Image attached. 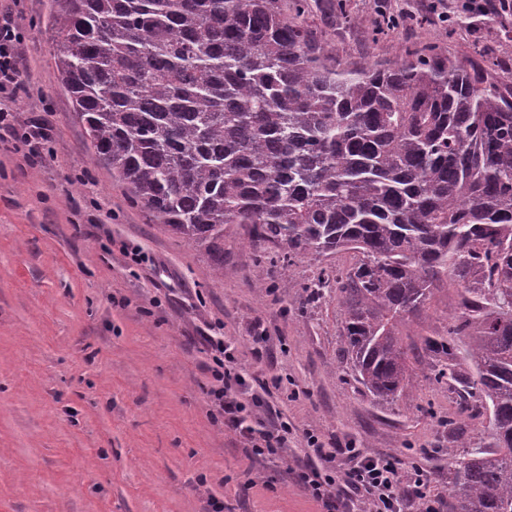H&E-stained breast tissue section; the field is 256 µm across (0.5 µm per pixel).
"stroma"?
<instances>
[{
  "label": "stroma",
  "mask_w": 512,
  "mask_h": 512,
  "mask_svg": "<svg viewBox=\"0 0 512 512\" xmlns=\"http://www.w3.org/2000/svg\"><path fill=\"white\" fill-rule=\"evenodd\" d=\"M345 18L307 20L337 63L395 61L411 51L478 58L512 82V22L416 25L424 0H342ZM53 0H0L23 38L28 84L13 109L52 128L42 162L0 145V512H323L294 480L313 432L401 463L422 462L448 490L454 434L478 437L475 413L436 381L426 337L447 335L462 289L437 281L399 328L422 371L379 405L340 363L335 295L311 299L322 268L344 273L355 253L287 263L281 249L224 232V262L166 232L119 187L92 149L56 79ZM398 25L371 39L381 11ZM139 248L135 263L123 246ZM264 343H256V336ZM221 336L246 378L275 384L293 426L282 458L253 462L212 416L213 379L200 339ZM431 457H423V449Z\"/></svg>",
  "instance_id": "1"
}]
</instances>
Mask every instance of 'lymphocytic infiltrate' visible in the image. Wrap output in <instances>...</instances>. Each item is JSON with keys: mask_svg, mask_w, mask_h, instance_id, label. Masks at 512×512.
<instances>
[{"mask_svg": "<svg viewBox=\"0 0 512 512\" xmlns=\"http://www.w3.org/2000/svg\"><path fill=\"white\" fill-rule=\"evenodd\" d=\"M21 38L10 15L0 14V144L18 143L27 149L29 162H37L51 136L48 122L40 117L22 121L10 103L25 87L19 66ZM215 398L224 424L239 438L253 459L275 460L288 445L291 426L281 416L259 418L256 407L266 398L241 374L236 349L224 341L205 337ZM305 459L296 478L325 512H441L442 495L433 492L427 471L420 463L402 471L394 462L354 447H326L313 433H306ZM340 463L339 477L328 475L331 463Z\"/></svg>", "mask_w": 512, "mask_h": 512, "instance_id": "lymphocytic-infiltrate-1", "label": "lymphocytic infiltrate"}]
</instances>
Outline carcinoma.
Masks as SVG:
<instances>
[{
    "mask_svg": "<svg viewBox=\"0 0 512 512\" xmlns=\"http://www.w3.org/2000/svg\"><path fill=\"white\" fill-rule=\"evenodd\" d=\"M55 2L56 79L159 226L221 266L230 224L290 259L357 254L310 296L336 281L340 352L375 401L416 382L401 321L442 277L463 287L464 320L426 346L489 419L448 449V495L512 512V84L438 55L339 68L305 0Z\"/></svg>",
    "mask_w": 512,
    "mask_h": 512,
    "instance_id": "1",
    "label": "carcinoma"
}]
</instances>
